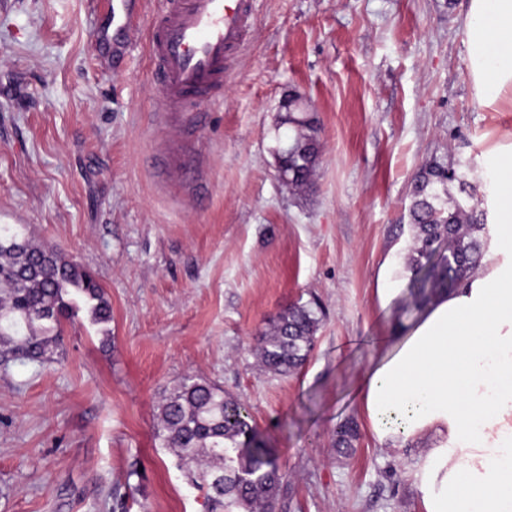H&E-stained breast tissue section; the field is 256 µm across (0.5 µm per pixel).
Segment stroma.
I'll return each mask as SVG.
<instances>
[{
    "instance_id": "stroma-1",
    "label": "stroma",
    "mask_w": 512,
    "mask_h": 512,
    "mask_svg": "<svg viewBox=\"0 0 512 512\" xmlns=\"http://www.w3.org/2000/svg\"><path fill=\"white\" fill-rule=\"evenodd\" d=\"M164 5L142 0L110 61L100 0H0V225L57 246L112 305L108 323L66 322L52 363L0 365V512H208L155 434L187 376L247 405L288 474L277 512H418L414 456L381 450L350 383L421 313L411 277L389 306L376 296L413 246L415 176L454 165L483 203L480 154L512 130L464 63L469 0H254L223 96L198 112L158 106L146 39ZM292 92L323 146L302 193L274 156ZM312 301L304 366L264 368L261 333ZM358 439V425L353 421L345 422L336 428L333 447L337 454L352 457L356 453Z\"/></svg>"
}]
</instances>
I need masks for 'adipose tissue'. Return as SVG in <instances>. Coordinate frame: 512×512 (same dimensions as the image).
I'll use <instances>...</instances> for the list:
<instances>
[{"label": "adipose tissue", "mask_w": 512, "mask_h": 512, "mask_svg": "<svg viewBox=\"0 0 512 512\" xmlns=\"http://www.w3.org/2000/svg\"><path fill=\"white\" fill-rule=\"evenodd\" d=\"M464 35L477 97L512 109V0H469ZM481 159L496 232L465 283L382 337L355 381L382 449L417 453L420 512H512V133Z\"/></svg>", "instance_id": "obj_1"}]
</instances>
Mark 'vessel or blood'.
Masks as SVG:
<instances>
[{"label": "vessel or blood", "instance_id": "obj_1", "mask_svg": "<svg viewBox=\"0 0 512 512\" xmlns=\"http://www.w3.org/2000/svg\"><path fill=\"white\" fill-rule=\"evenodd\" d=\"M253 0H167L151 24L148 50L164 112L217 100L228 62L252 22Z\"/></svg>", "mask_w": 512, "mask_h": 512}]
</instances>
